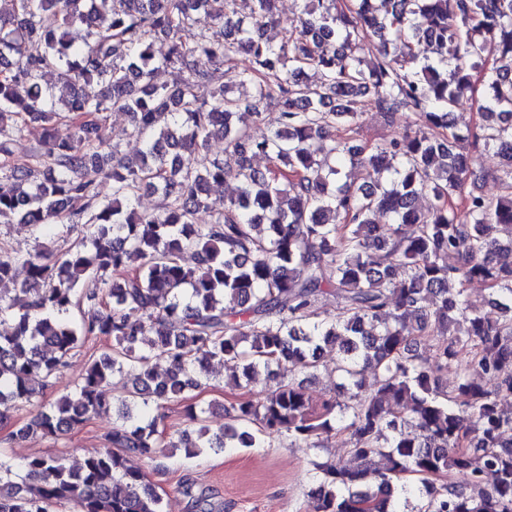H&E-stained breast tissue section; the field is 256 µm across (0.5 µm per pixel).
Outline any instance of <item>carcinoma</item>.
<instances>
[{
  "mask_svg": "<svg viewBox=\"0 0 512 512\" xmlns=\"http://www.w3.org/2000/svg\"><path fill=\"white\" fill-rule=\"evenodd\" d=\"M9 2L0 222L48 228L66 217L86 236L59 255L0 250V322L12 326L0 336V428L34 403L9 439L57 437L110 408L118 423L76 468L34 456L18 477L0 453V512H163L160 487L129 457L263 448L281 433L320 450L342 432L356 464L314 463L313 512H402L408 494L418 498L410 512H512V409L501 404L512 397V238L483 234L486 224L512 226V0H301L299 25L278 43L266 36L280 25L278 0ZM201 16L208 26L185 41ZM374 37L372 59L347 53ZM157 41L167 44L161 57ZM421 42L433 50L422 61ZM241 55L250 66L224 82ZM479 67L482 123L455 132L450 113L474 94ZM309 68L319 72L313 86ZM161 69L179 82L156 83ZM49 72L60 85L45 81ZM366 101L388 119L409 111L423 123L381 144L336 140V126L359 125ZM112 112L130 118L138 156L108 143ZM264 112L278 113V127L256 139L250 128ZM64 113L71 128L61 137ZM31 124L43 128L41 158L16 163L11 142ZM216 136L221 157L208 153ZM479 149L500 159L495 198L465 190ZM256 155L265 169L252 167ZM343 161L363 168L362 185L337 184ZM100 178L112 180L108 203L95 201ZM228 180L238 194L214 212L210 188ZM143 189L159 198L152 213L132 206ZM424 193L426 209L416 206ZM473 280L492 309L472 306L464 285ZM331 300L334 317L323 311ZM427 340V352L413 349ZM91 341L99 354L73 391L40 403ZM327 346L342 384L317 408L296 372L315 370ZM216 359L241 375L212 431L194 392ZM451 365L449 388L441 372ZM261 369L270 385L256 398L249 385ZM115 375L130 389L112 404ZM171 403L200 425L196 434L162 425Z\"/></svg>",
  "mask_w": 512,
  "mask_h": 512,
  "instance_id": "obj_1",
  "label": "carcinoma"
}]
</instances>
